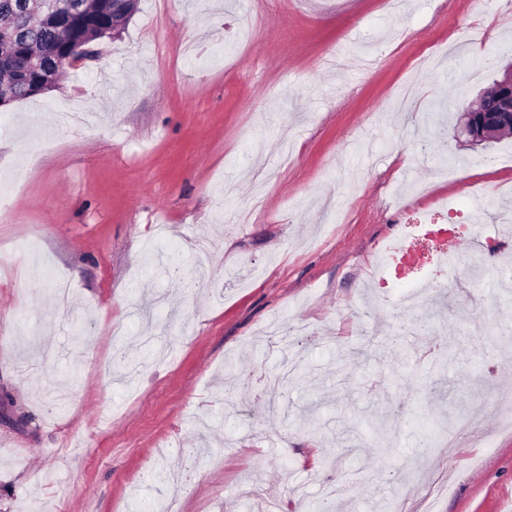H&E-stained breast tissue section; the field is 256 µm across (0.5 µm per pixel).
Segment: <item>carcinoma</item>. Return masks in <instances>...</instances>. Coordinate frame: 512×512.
<instances>
[{
	"label": "carcinoma",
	"mask_w": 512,
	"mask_h": 512,
	"mask_svg": "<svg viewBox=\"0 0 512 512\" xmlns=\"http://www.w3.org/2000/svg\"><path fill=\"white\" fill-rule=\"evenodd\" d=\"M41 0H0V107L45 94L64 74L63 61L119 25L112 0H65L67 18L57 23L39 13ZM368 426L392 444L394 424L375 416Z\"/></svg>",
	"instance_id": "1"
}]
</instances>
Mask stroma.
<instances>
[{
    "mask_svg": "<svg viewBox=\"0 0 512 512\" xmlns=\"http://www.w3.org/2000/svg\"><path fill=\"white\" fill-rule=\"evenodd\" d=\"M511 45L494 0H139L0 109V512H314L328 478L341 512H512V250L458 246L421 297L384 248L415 185L422 221L512 239V137L451 117Z\"/></svg>",
    "mask_w": 512,
    "mask_h": 512,
    "instance_id": "obj_1",
    "label": "stroma"
}]
</instances>
